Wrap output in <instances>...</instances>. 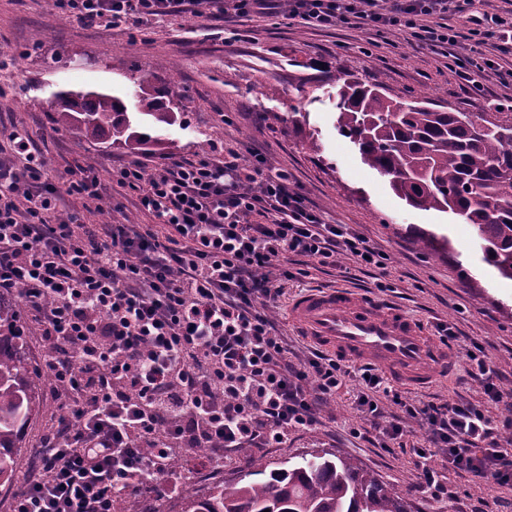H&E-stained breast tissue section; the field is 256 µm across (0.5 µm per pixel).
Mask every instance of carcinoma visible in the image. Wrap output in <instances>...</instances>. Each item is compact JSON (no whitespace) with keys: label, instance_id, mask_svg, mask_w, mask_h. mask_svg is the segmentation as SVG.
<instances>
[{"label":"carcinoma","instance_id":"cac0c4a2","mask_svg":"<svg viewBox=\"0 0 512 512\" xmlns=\"http://www.w3.org/2000/svg\"><path fill=\"white\" fill-rule=\"evenodd\" d=\"M336 82V128L362 162L388 178L394 194L417 210L451 214L475 231L481 260L512 280V111L475 115L430 100L404 102L386 95L381 77L369 81L341 72ZM132 120L126 104L103 90L53 94L54 122L80 141L104 149L172 153L178 144L158 135L178 120L180 92L134 81ZM419 247L440 255L448 238L431 232ZM51 376L31 363L23 326L0 300V484L14 477V451L24 430L48 406ZM182 512H411L398 491L351 461L321 449L304 451L288 467L261 461L204 495L188 487Z\"/></svg>","mask_w":512,"mask_h":512}]
</instances>
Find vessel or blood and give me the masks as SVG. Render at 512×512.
Instances as JSON below:
<instances>
[{
  "mask_svg": "<svg viewBox=\"0 0 512 512\" xmlns=\"http://www.w3.org/2000/svg\"><path fill=\"white\" fill-rule=\"evenodd\" d=\"M307 339L343 361H373L398 383L420 388L434 378L445 354L426 328L392 303L346 288H318L288 307Z\"/></svg>",
  "mask_w": 512,
  "mask_h": 512,
  "instance_id": "1",
  "label": "vessel or blood"
}]
</instances>
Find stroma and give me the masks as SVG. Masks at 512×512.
Listing matches in <instances>:
<instances>
[{
    "mask_svg": "<svg viewBox=\"0 0 512 512\" xmlns=\"http://www.w3.org/2000/svg\"><path fill=\"white\" fill-rule=\"evenodd\" d=\"M338 71L364 80L379 71L391 96L410 100L424 93L463 112L512 106V83L493 77L486 92L463 93L447 58L392 31L316 29L277 11L230 18L216 12L207 18L151 17L113 28L50 11L47 0H0V129L21 131L59 174L90 164L100 179V201L66 195L60 201L63 213L75 215L80 224L154 221L139 210L133 192L111 179L112 167L128 161L129 153L102 150L59 128L50 112L52 92L105 88L125 99L133 78L143 76L157 86L175 80L182 113L167 135L178 148L141 155L147 170L235 142L267 158L319 209L324 223L350 225L390 257L387 291L376 288L373 273L350 262L342 269L308 267L306 275L289 281V296L346 286L394 302L428 329L453 326L454 366L438 367L433 385L401 394L418 403L487 404L482 386L466 371L465 351L479 342L494 383L512 389V280L482 262L469 225L407 206L387 178L362 163L335 127L336 86L328 77ZM291 112L306 113V122L288 125L283 117ZM314 140L320 152L310 149ZM420 229L448 237L451 250L436 257L423 252L416 240ZM358 389V377L347 378L322 427L267 449L264 461L274 468L301 451L324 448L395 487L412 512H512V485L459 470L443 472L447 500L426 498L413 464L422 430L413 428L402 447H380L370 419L354 407Z\"/></svg>",
    "mask_w": 512,
    "mask_h": 512,
    "instance_id": "35a3bbf8",
    "label": "stroma"
}]
</instances>
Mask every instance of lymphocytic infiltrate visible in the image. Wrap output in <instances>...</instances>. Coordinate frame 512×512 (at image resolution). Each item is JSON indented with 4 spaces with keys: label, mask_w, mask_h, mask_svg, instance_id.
<instances>
[{
    "label": "lymphocytic infiltrate",
    "mask_w": 512,
    "mask_h": 512,
    "mask_svg": "<svg viewBox=\"0 0 512 512\" xmlns=\"http://www.w3.org/2000/svg\"><path fill=\"white\" fill-rule=\"evenodd\" d=\"M475 0H54V8L93 24H136L147 16L213 6L224 14L283 9L316 28L352 26L401 33L454 64L460 85L481 91L495 62L481 50L512 54V16L482 12L477 49L458 57L459 34L446 21ZM0 157V295L14 296L39 324L43 368L65 412L44 435L11 512H114L119 494H162L174 455L207 449L206 468L243 451L258 454L289 435L321 426L351 370L311 347L294 354L271 315L286 294L295 258L323 267L350 257L383 269L386 253L345 224L324 223L288 175L227 146L148 173L132 160L112 179L136 192L167 236L148 224L90 230L73 218L48 222L59 191L98 198L94 168L58 188L52 169L19 131ZM469 376L504 416L493 422L473 403L419 405L360 368L357 410L375 419L382 447L399 444L410 423L425 429L413 450L422 493L446 498L430 467L512 483V390L490 380L479 343L466 351ZM398 410L386 414L384 401Z\"/></svg>",
    "instance_id": "lymphocytic-infiltrate-1"
}]
</instances>
